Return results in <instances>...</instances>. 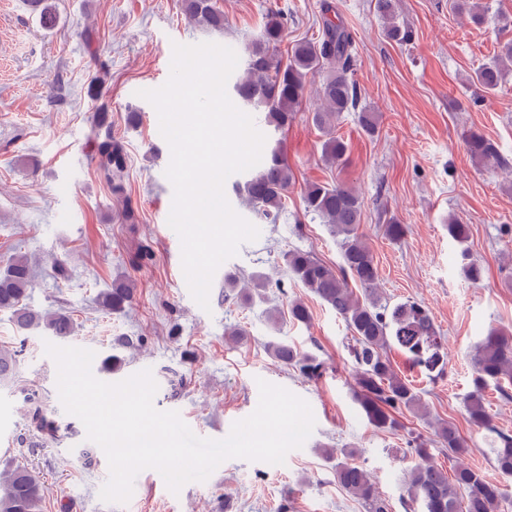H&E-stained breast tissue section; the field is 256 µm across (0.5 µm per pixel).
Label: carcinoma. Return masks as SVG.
I'll return each instance as SVG.
<instances>
[{
  "label": "carcinoma",
  "instance_id": "carcinoma-1",
  "mask_svg": "<svg viewBox=\"0 0 512 512\" xmlns=\"http://www.w3.org/2000/svg\"><path fill=\"white\" fill-rule=\"evenodd\" d=\"M40 24L55 27L58 16L48 0H34ZM181 12L203 29H224V12L217 0H178ZM454 10L475 26L489 23L488 10L477 0H453ZM376 9L383 21L385 37L397 44H408L412 30L399 21L397 0H376ZM325 15L322 33L317 40H301L293 44L286 58L277 54L283 41L286 23L280 13L270 11L265 17L258 39L246 48L247 63L242 75L233 84V94L246 108L264 113V123L279 131L295 118L307 84L319 78L320 105L314 121L326 139L322 156L334 166L343 162L348 152L344 139L330 134L333 119L344 112L358 109L361 93L352 78L355 63L354 38L343 25L329 17L332 3L323 0ZM512 72V40L501 46L500 53L473 71L472 83L485 94L501 89ZM467 153L483 167L506 170L512 162L503 156L495 142L478 130L463 135ZM98 168L111 193L125 192L123 173L127 154L122 142L110 135L97 147ZM293 173L286 159L272 149L261 168L235 184L238 195L245 197L255 216L274 224L285 210L288 188ZM305 211L331 231L342 237V265L335 269L312 254L292 250L285 255L289 272L304 288L342 318L356 341L353 351L357 371L351 388L353 402L368 423L378 429L396 425L394 412L404 408L422 411V402L414 387L394 370L387 349L396 346L410 355L412 363L429 371L444 366L441 337L438 336L431 313L417 303H401L392 308L381 305L378 295L379 271L359 228L362 202L358 194L342 182H309L303 197ZM448 236L463 246L469 227L457 219L448 221ZM461 270L473 283L483 279L484 268L461 250ZM354 282L362 295L349 286ZM269 279L252 275L250 282L239 284L236 277L224 276V287L237 290L245 303L262 297ZM31 285V258L19 253L0 271V313L10 315L20 331L42 329L52 336L66 339L74 332L73 317L65 312H41L31 308L26 299ZM137 288L129 277H117L112 287L100 292L99 304L118 314L131 307ZM289 321L307 324L309 310L300 301L288 307ZM267 350L271 358L285 367L292 366L306 378L319 376L321 363L316 357L299 352L284 339L270 340ZM475 378L466 395L465 410L469 423L495 432L491 451L498 473L512 479V435L494 431L484 405L485 388L507 380L512 383V334L492 329L475 347L471 357ZM16 351L0 346V382L16 375ZM436 436L455 454L467 452V442L456 427L440 423ZM326 458L334 450H324ZM356 450L342 448L334 466L336 484L362 500L366 512H389L390 505L381 498L369 473L354 462ZM501 492L473 468L460 467L453 477L429 459L424 443L415 448L414 464L409 469L404 505L408 512H499ZM44 488L33 471L24 465L10 466L0 473V512H42Z\"/></svg>",
  "mask_w": 512,
  "mask_h": 512
}]
</instances>
